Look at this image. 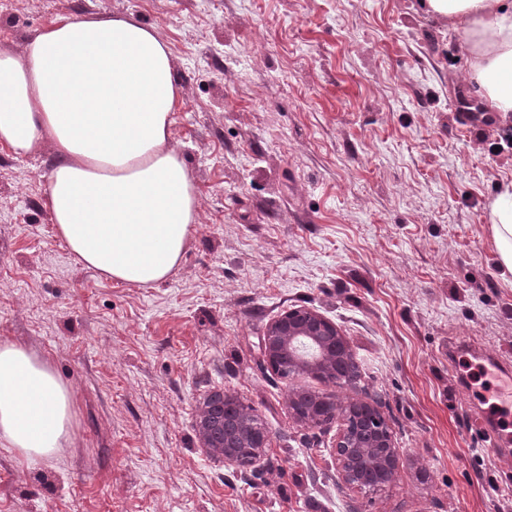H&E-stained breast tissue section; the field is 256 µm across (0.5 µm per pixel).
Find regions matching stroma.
Listing matches in <instances>:
<instances>
[{
	"instance_id": "35a3bbf8",
	"label": "stroma",
	"mask_w": 512,
	"mask_h": 512,
	"mask_svg": "<svg viewBox=\"0 0 512 512\" xmlns=\"http://www.w3.org/2000/svg\"><path fill=\"white\" fill-rule=\"evenodd\" d=\"M89 14L168 43L199 222L166 280L113 282L55 231L52 145L0 146V341L74 392L70 447L31 463L0 447V512H512V445L491 449L467 379L473 358L512 363L487 210L512 182V117L484 109L461 32L421 0H0V49ZM296 307L340 327L397 442L373 502L338 485V421L288 406L351 389L262 362ZM218 389L270 436L254 468L199 446Z\"/></svg>"
}]
</instances>
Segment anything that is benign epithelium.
I'll return each instance as SVG.
<instances>
[{"mask_svg":"<svg viewBox=\"0 0 512 512\" xmlns=\"http://www.w3.org/2000/svg\"><path fill=\"white\" fill-rule=\"evenodd\" d=\"M261 354L272 369L286 361L296 374L327 382L335 380L342 366L356 361L336 324L312 309H293L271 321L262 336ZM350 388L355 395L345 401L318 394L302 403L293 395L289 407L306 425L339 420L334 457L340 487L367 496V480H377L382 489L394 482L401 456L377 403L358 385ZM237 404L229 394L212 393L199 409L196 429L210 457L247 469L263 456L269 436L265 429L241 422L234 412Z\"/></svg>","mask_w":512,"mask_h":512,"instance_id":"obj_1","label":"benign epithelium"}]
</instances>
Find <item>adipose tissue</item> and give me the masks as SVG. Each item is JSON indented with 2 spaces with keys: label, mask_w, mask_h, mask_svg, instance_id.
<instances>
[{
  "label": "adipose tissue",
  "mask_w": 512,
  "mask_h": 512,
  "mask_svg": "<svg viewBox=\"0 0 512 512\" xmlns=\"http://www.w3.org/2000/svg\"><path fill=\"white\" fill-rule=\"evenodd\" d=\"M464 34L470 78L490 112L512 113V0H423ZM182 87L166 41L118 15L60 16L20 51H0V143L23 157L51 143L48 201L78 261L135 286L164 281L199 221L172 139ZM499 267L512 274V182L489 204ZM73 393L50 362L0 342V443L25 461L73 435Z\"/></svg>",
  "instance_id": "1"
}]
</instances>
